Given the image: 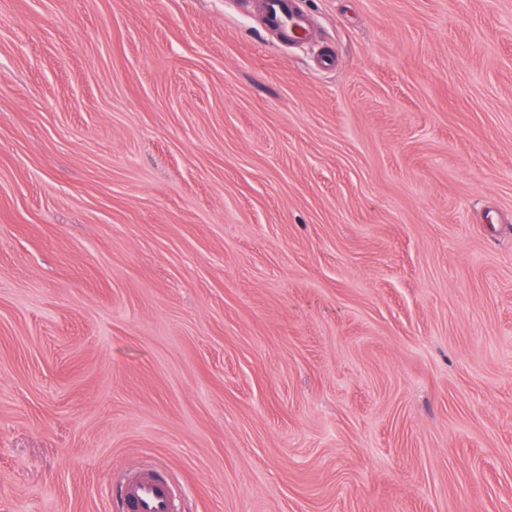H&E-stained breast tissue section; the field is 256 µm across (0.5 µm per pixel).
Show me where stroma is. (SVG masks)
<instances>
[{
	"label": "stroma",
	"mask_w": 512,
	"mask_h": 512,
	"mask_svg": "<svg viewBox=\"0 0 512 512\" xmlns=\"http://www.w3.org/2000/svg\"><path fill=\"white\" fill-rule=\"evenodd\" d=\"M259 4L0 0V512H512V0ZM263 24L283 42H298L307 32L296 0H265ZM128 512H177L179 492L161 472L151 471L128 480L124 487Z\"/></svg>",
	"instance_id": "obj_1"
}]
</instances>
